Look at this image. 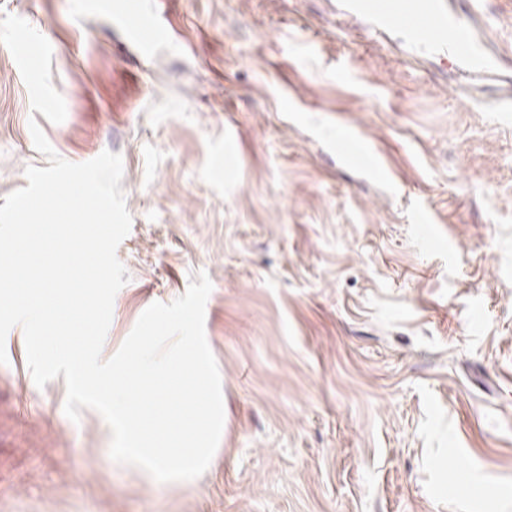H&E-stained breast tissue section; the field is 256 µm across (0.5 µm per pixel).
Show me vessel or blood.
I'll return each mask as SVG.
<instances>
[{"instance_id": "vessel-or-blood-1", "label": "vessel or blood", "mask_w": 512, "mask_h": 512, "mask_svg": "<svg viewBox=\"0 0 512 512\" xmlns=\"http://www.w3.org/2000/svg\"><path fill=\"white\" fill-rule=\"evenodd\" d=\"M83 6L118 29L141 57H152L168 40L167 28L151 9L123 8L115 0H84ZM346 6L350 12L372 19L378 28L401 31L410 43L457 57L465 73L488 76L499 66L498 58L485 51L470 22L481 0H460L455 9L447 0H393L391 6L378 10L372 8L371 0H347Z\"/></svg>"}]
</instances>
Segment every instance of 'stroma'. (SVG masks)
Returning <instances> with one entry per match:
<instances>
[{"label":"stroma","mask_w":512,"mask_h":512,"mask_svg":"<svg viewBox=\"0 0 512 512\" xmlns=\"http://www.w3.org/2000/svg\"><path fill=\"white\" fill-rule=\"evenodd\" d=\"M81 2L0 0V201L49 165L30 122L121 155L102 356L206 273L224 426L194 480L116 463L13 327L0 512H512V67L464 75L341 0H143L171 37L146 60ZM483 9L512 43V0Z\"/></svg>","instance_id":"35a3bbf8"}]
</instances>
